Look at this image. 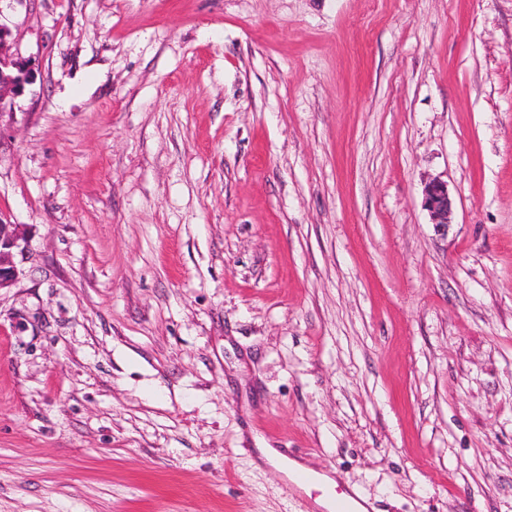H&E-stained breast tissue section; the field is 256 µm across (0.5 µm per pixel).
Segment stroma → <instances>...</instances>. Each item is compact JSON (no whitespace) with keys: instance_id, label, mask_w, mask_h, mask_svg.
Here are the masks:
<instances>
[{"instance_id":"stroma-1","label":"stroma","mask_w":512,"mask_h":512,"mask_svg":"<svg viewBox=\"0 0 512 512\" xmlns=\"http://www.w3.org/2000/svg\"><path fill=\"white\" fill-rule=\"evenodd\" d=\"M0 23L41 63L0 142V512H321L261 441L374 512H512V0ZM424 206L428 211L431 224L438 229H447L454 202L448 191L447 181L432 180L424 188ZM27 246L23 224L4 222L0 218V289L6 288L18 277L19 269L14 261Z\"/></svg>"}]
</instances>
